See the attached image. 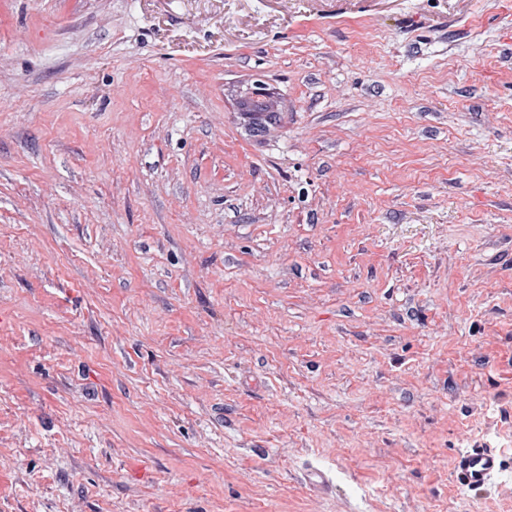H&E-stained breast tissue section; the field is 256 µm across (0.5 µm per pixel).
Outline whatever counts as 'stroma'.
<instances>
[{
    "label": "stroma",
    "instance_id": "obj_1",
    "mask_svg": "<svg viewBox=\"0 0 512 512\" xmlns=\"http://www.w3.org/2000/svg\"><path fill=\"white\" fill-rule=\"evenodd\" d=\"M511 48L512 0H0V512H512ZM235 100L237 112H243L254 119L266 114L272 119L277 112H281L278 97L266 88L242 86L237 91ZM500 468V457L492 449L469 448L457 457L454 478L463 487L480 490L492 481Z\"/></svg>",
    "mask_w": 512,
    "mask_h": 512
}]
</instances>
